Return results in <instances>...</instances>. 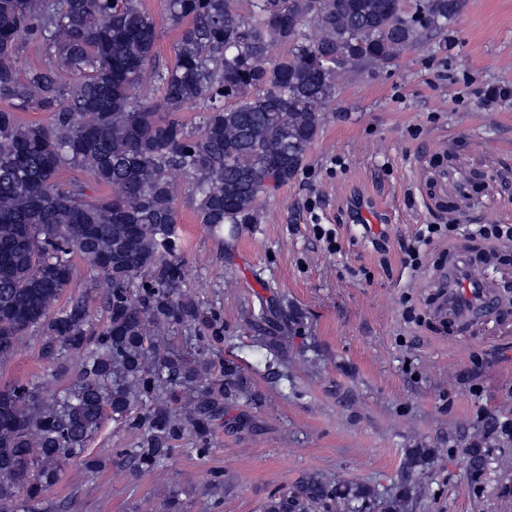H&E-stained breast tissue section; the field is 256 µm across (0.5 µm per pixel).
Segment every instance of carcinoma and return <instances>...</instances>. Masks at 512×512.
<instances>
[{
    "mask_svg": "<svg viewBox=\"0 0 512 512\" xmlns=\"http://www.w3.org/2000/svg\"><path fill=\"white\" fill-rule=\"evenodd\" d=\"M464 0H167L179 31L174 63L155 65L157 28L140 0H0V365L39 326L44 355L80 353L76 378L46 399L34 388H0V512H16L57 480L56 464L84 453L106 411L138 432L126 455L139 472L169 458L190 434L205 442L224 401L243 390L240 367L193 402L185 391L203 367L161 350L165 330L214 329L213 312L184 290L176 205L185 189L208 229L229 239L257 221L261 198L292 180L318 136L340 79L395 65L428 42L447 48ZM25 36L40 39L45 67L19 68ZM284 51L271 55L274 44ZM76 76L72 83L62 75ZM36 104L50 126L15 114ZM200 106L189 125L177 112ZM86 171L117 192L92 198L66 181ZM79 257L108 289L109 320L91 330L83 300L52 312L82 286ZM431 448H408L413 472ZM480 448L466 466L482 471ZM418 477L386 504L403 512L422 495ZM376 491L317 476L269 499L263 512H370Z\"/></svg>",
    "mask_w": 512,
    "mask_h": 512,
    "instance_id": "cac0c4a2",
    "label": "carcinoma"
}]
</instances>
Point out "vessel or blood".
<instances>
[{
  "instance_id": "vessel-or-blood-1",
  "label": "vessel or blood",
  "mask_w": 512,
  "mask_h": 512,
  "mask_svg": "<svg viewBox=\"0 0 512 512\" xmlns=\"http://www.w3.org/2000/svg\"><path fill=\"white\" fill-rule=\"evenodd\" d=\"M448 173L447 167L440 166L426 174L424 186L431 193L430 208L438 212L448 204L457 215L469 214V202ZM498 309L497 284L482 271L479 257L462 248L449 249L448 261L437 275L431 302L434 316L460 330L485 323Z\"/></svg>"
}]
</instances>
